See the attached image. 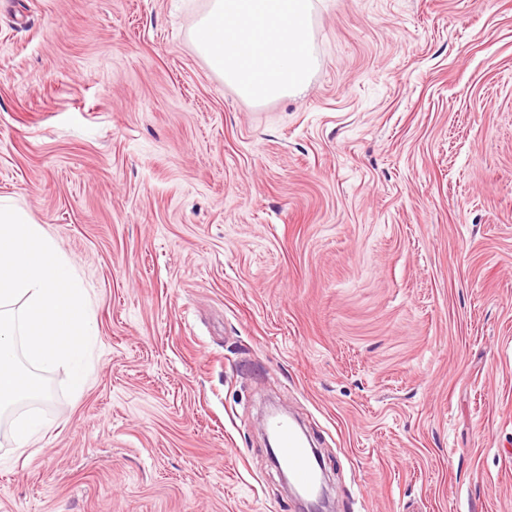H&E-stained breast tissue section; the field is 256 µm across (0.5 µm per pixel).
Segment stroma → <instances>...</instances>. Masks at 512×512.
I'll list each match as a JSON object with an SVG mask.
<instances>
[{
    "label": "stroma",
    "mask_w": 512,
    "mask_h": 512,
    "mask_svg": "<svg viewBox=\"0 0 512 512\" xmlns=\"http://www.w3.org/2000/svg\"><path fill=\"white\" fill-rule=\"evenodd\" d=\"M209 0H0V198L98 326L84 392L0 419V512H512V0H313L318 65L254 104ZM46 427V421L37 413H29L16 419L12 427V436L16 448H26L34 436ZM269 428L279 441L280 463L300 487L312 491L318 481V471L308 448L298 438L293 422L288 417L275 415Z\"/></svg>",
    "instance_id": "35a3bbf8"
}]
</instances>
